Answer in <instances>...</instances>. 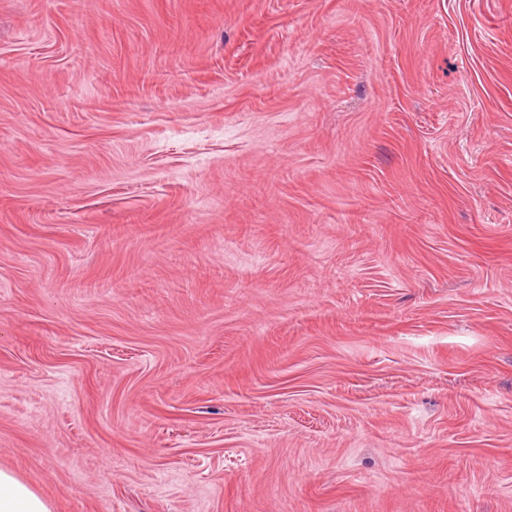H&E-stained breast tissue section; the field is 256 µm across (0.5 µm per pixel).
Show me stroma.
<instances>
[{"mask_svg": "<svg viewBox=\"0 0 512 512\" xmlns=\"http://www.w3.org/2000/svg\"><path fill=\"white\" fill-rule=\"evenodd\" d=\"M0 468L512 512V0H0Z\"/></svg>", "mask_w": 512, "mask_h": 512, "instance_id": "stroma-1", "label": "stroma"}]
</instances>
